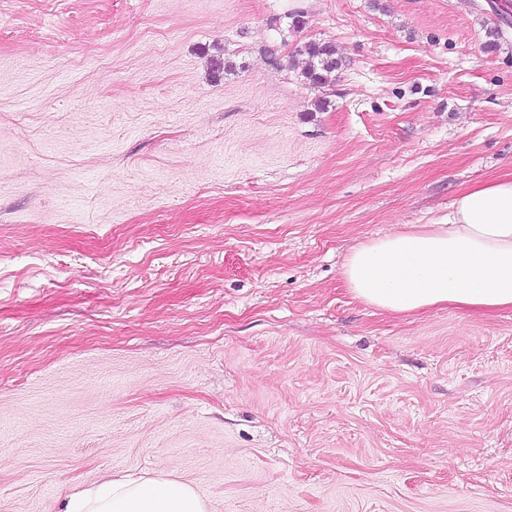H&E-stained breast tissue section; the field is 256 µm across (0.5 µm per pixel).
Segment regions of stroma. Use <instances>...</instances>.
Returning a JSON list of instances; mask_svg holds the SVG:
<instances>
[{
	"mask_svg": "<svg viewBox=\"0 0 512 512\" xmlns=\"http://www.w3.org/2000/svg\"><path fill=\"white\" fill-rule=\"evenodd\" d=\"M508 170L512 0H0V512H512V309L343 278ZM297 52L308 57V64L301 76L309 85L325 87L336 80L341 59L336 57V47L330 43L308 41L297 47ZM62 512H208V505L190 485L156 473L137 481L104 480L75 491Z\"/></svg>",
	"mask_w": 512,
	"mask_h": 512,
	"instance_id": "35a3bbf8",
	"label": "stroma"
}]
</instances>
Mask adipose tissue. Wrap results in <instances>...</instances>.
Returning <instances> with one entry per match:
<instances>
[{"label":"adipose tissue","instance_id":"obj_1","mask_svg":"<svg viewBox=\"0 0 512 512\" xmlns=\"http://www.w3.org/2000/svg\"><path fill=\"white\" fill-rule=\"evenodd\" d=\"M343 276L354 298L390 313L512 309V172L463 190L443 222L356 248ZM63 512H208V505L190 485L154 474L73 492Z\"/></svg>","mask_w":512,"mask_h":512}]
</instances>
